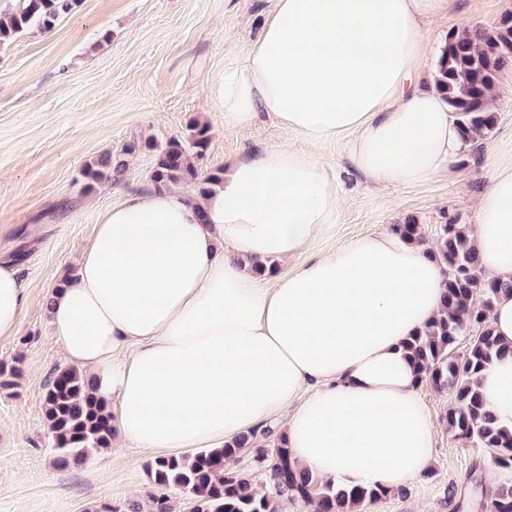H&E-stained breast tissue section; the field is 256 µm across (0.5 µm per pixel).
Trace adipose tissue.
Wrapping results in <instances>:
<instances>
[{"instance_id":"adipose-tissue-1","label":"adipose tissue","mask_w":512,"mask_h":512,"mask_svg":"<svg viewBox=\"0 0 512 512\" xmlns=\"http://www.w3.org/2000/svg\"><path fill=\"white\" fill-rule=\"evenodd\" d=\"M447 7L277 0L245 64L218 75L211 94L226 125L266 113L310 145L351 131L369 182H428L465 149L456 115L419 80L422 21ZM310 145L245 155L203 196L127 190L101 213L53 293L50 334L95 375L115 445L220 448L289 408L292 456L323 478L397 489L427 469L434 432L404 343L445 291L428 246L383 231L266 288L239 260L296 256L336 209ZM471 235L483 270L512 277V163L481 195ZM29 302L20 268L0 264V339L16 335ZM480 389L512 428V355Z\"/></svg>"}]
</instances>
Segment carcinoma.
Returning a JSON list of instances; mask_svg holds the SVG:
<instances>
[{"mask_svg":"<svg viewBox=\"0 0 512 512\" xmlns=\"http://www.w3.org/2000/svg\"><path fill=\"white\" fill-rule=\"evenodd\" d=\"M79 6V0H20L15 13L0 20V48L9 46L26 29L47 31L58 19ZM512 59V12L502 15L492 31L480 28L448 33L437 58L434 85L448 111L456 114L464 144L477 147L497 124L489 97L502 65ZM209 141L208 128L194 123L184 136L170 138L157 151L150 175L153 187L177 189L193 185L212 189L224 173L203 175L197 166ZM124 163L108 153L88 166L94 181L120 178ZM441 240L432 251L445 268L446 294L439 314L405 342V350L421 382L450 395L446 422L455 438L486 449L493 465L512 469V429L501 425L487 409L479 387L480 374L506 353L490 320L495 302L512 294V278L490 277L479 262L469 225L451 214L442 216ZM413 244L426 242L422 226L407 219L392 225ZM473 340L463 356L451 354L459 336ZM44 413L55 463L67 467L112 447L114 434L106 402L97 394V382L76 368L61 369L45 384ZM271 431L253 430L224 444L181 456L157 457L146 464L152 512H171L170 495L178 492L193 503L192 512H281L280 498L301 501L313 512H364L367 504L390 493L379 487L345 488L323 479L293 460L284 438L273 451L280 458L275 472H264L269 492L260 491L251 473L233 470L230 461L243 448L253 447L258 436ZM484 512H512V486L499 489L483 503Z\"/></svg>","mask_w":512,"mask_h":512,"instance_id":"obj_1","label":"carcinoma"}]
</instances>
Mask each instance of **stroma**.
Masks as SVG:
<instances>
[{
	"instance_id": "35a3bbf8",
	"label": "stroma",
	"mask_w": 512,
	"mask_h": 512,
	"mask_svg": "<svg viewBox=\"0 0 512 512\" xmlns=\"http://www.w3.org/2000/svg\"><path fill=\"white\" fill-rule=\"evenodd\" d=\"M277 0H81L49 31L30 28L0 49V261L22 267L32 304L19 331L0 339V363L16 366V385L0 390V512H98L101 505L150 512L145 465L151 452L112 447L84 463L53 461L44 385L67 360L49 333L46 301L93 235L100 212L119 192L151 189L155 146L208 127L203 173L237 158L305 140L268 115L246 131L225 125L210 95L214 77L243 66ZM512 0H451L447 15L426 22L431 81L449 32L493 29ZM497 126L450 171L415 186L364 181L350 159L353 133L322 137L316 148L336 183L340 204L298 257L273 261L272 275L410 218L436 243L442 213L476 224V202L501 160L512 157V62L492 92ZM123 157L120 180L90 184L84 172L104 154ZM417 394L435 428L428 470L369 504L366 512H482L483 501L512 485L486 449L449 432L448 394L421 384Z\"/></svg>"
}]
</instances>
